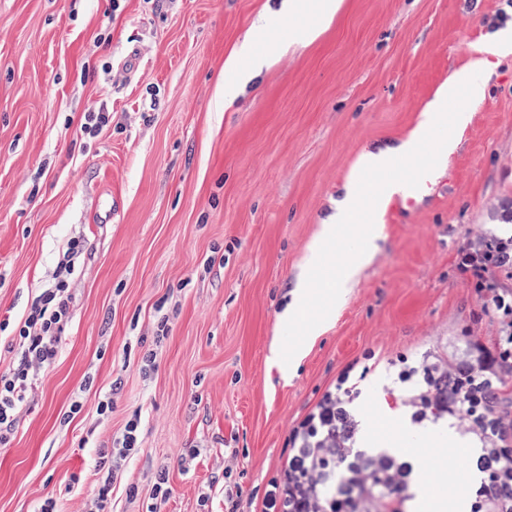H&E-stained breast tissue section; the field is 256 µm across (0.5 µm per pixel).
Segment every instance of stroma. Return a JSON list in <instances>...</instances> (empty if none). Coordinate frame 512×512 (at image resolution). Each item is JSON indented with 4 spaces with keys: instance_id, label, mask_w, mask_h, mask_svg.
<instances>
[{
    "instance_id": "35a3bbf8",
    "label": "stroma",
    "mask_w": 512,
    "mask_h": 512,
    "mask_svg": "<svg viewBox=\"0 0 512 512\" xmlns=\"http://www.w3.org/2000/svg\"><path fill=\"white\" fill-rule=\"evenodd\" d=\"M280 3L0 0V372L63 246L84 244L63 351L0 445V512L48 497L79 512L97 442L137 410L144 451L129 477L143 493L114 487L107 512H146L160 469L172 487L163 512H224L225 452L247 491L263 489L291 425L363 349L493 344L499 318L455 253L481 233L512 235V62L416 208L374 225L376 249L343 302L327 307L328 279L295 319L281 315L361 153L408 138L442 84L467 81L483 43L512 24V0H343L304 47L280 29L311 15H285L265 34L279 50L260 73L226 78L229 55ZM101 107L110 127L80 136ZM163 313L171 331L147 382L136 342ZM297 345L306 355L283 378ZM385 384L376 368L361 385L362 446L420 456L437 442L470 457L447 423L422 429L387 411ZM458 476L447 456L429 458L403 512H437Z\"/></svg>"
}]
</instances>
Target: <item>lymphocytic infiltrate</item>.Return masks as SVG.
Segmentation results:
<instances>
[{"label": "lymphocytic infiltrate", "instance_id": "1", "mask_svg": "<svg viewBox=\"0 0 512 512\" xmlns=\"http://www.w3.org/2000/svg\"><path fill=\"white\" fill-rule=\"evenodd\" d=\"M80 253V240L71 239L57 264L53 283L40 289L18 327L17 359L8 371L0 373V444L9 439L19 409L33 393L36 376L54 364L62 351L61 333L71 310L70 279ZM493 258L500 265H512V241L494 237L484 240L476 250L462 246L455 255L458 268L473 285L477 297L490 304L501 318V331L493 345H477L459 358L407 350L384 358L373 349H364L343 366L315 406L289 429L287 454L263 489L259 512H291L293 505L285 480L291 471L304 479L302 492L310 499L309 512H345L336 498L318 497L319 482L324 475L321 458L335 454L340 448L356 447L360 423L352 418L350 410L361 395V381L370 366L378 363L384 366L387 391L395 407L413 424L425 427L445 420L474 440L477 447H489V439L473 425L468 391H458L455 402L439 411L431 405L430 385L449 369L465 364L482 374L512 373V293L486 287L488 264ZM140 429L141 416L133 414L110 446L100 449L96 469L105 478L97 492L85 501L84 512H105L110 487L120 483L125 484L128 497H137V485L126 483L125 475L127 462L142 451Z\"/></svg>", "mask_w": 512, "mask_h": 512}]
</instances>
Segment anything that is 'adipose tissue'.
Wrapping results in <instances>:
<instances>
[{
  "label": "adipose tissue",
  "instance_id": "1",
  "mask_svg": "<svg viewBox=\"0 0 512 512\" xmlns=\"http://www.w3.org/2000/svg\"><path fill=\"white\" fill-rule=\"evenodd\" d=\"M483 51L485 56L473 62V76L466 85L449 80L427 104L423 119L411 136L393 145L365 150L359 158L360 169L380 170L398 158L411 155L435 128L446 126L456 130L464 127L471 119L473 107L488 93L495 62L512 58V34H497L488 40Z\"/></svg>",
  "mask_w": 512,
  "mask_h": 512
}]
</instances>
